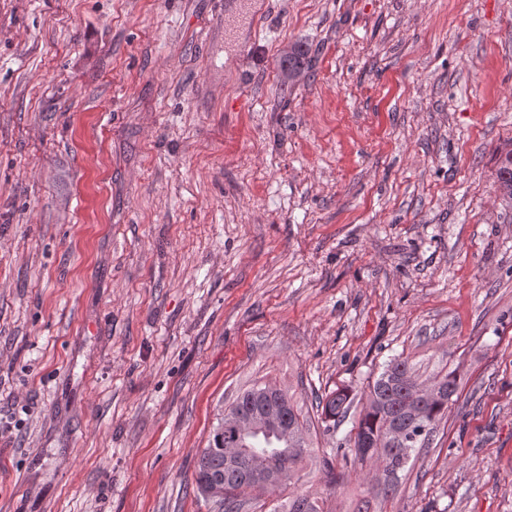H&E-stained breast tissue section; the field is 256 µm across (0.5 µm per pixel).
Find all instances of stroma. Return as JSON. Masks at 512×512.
I'll return each instance as SVG.
<instances>
[{
    "mask_svg": "<svg viewBox=\"0 0 512 512\" xmlns=\"http://www.w3.org/2000/svg\"><path fill=\"white\" fill-rule=\"evenodd\" d=\"M510 145L512 0H0V512H213L257 382L323 512H512ZM397 357L459 390L384 502ZM265 388L274 396L260 399L256 390ZM242 413L246 418L260 410L274 414L277 428L256 432H244L240 425L225 419L226 411ZM287 395L267 384L255 383L238 394L234 402L224 409L209 435L208 445L200 449L195 468V485L198 495L214 502L218 511L241 512L248 501L246 495L255 490L278 488L293 479L296 468L303 461L309 446V429ZM219 434V431L222 430ZM245 433V434H244ZM247 438L251 452L244 459L227 462L224 448H234L236 459L240 457L242 439ZM220 438V439H219ZM278 461L285 472V480L269 487L257 484L254 476L258 461ZM224 489L223 495H208L209 488ZM353 403V397L347 390H339L327 396L325 400H319L318 407H321V415L326 420L339 421L345 418L350 406Z\"/></svg>",
    "mask_w": 512,
    "mask_h": 512,
    "instance_id": "stroma-1",
    "label": "stroma"
}]
</instances>
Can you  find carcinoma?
I'll use <instances>...</instances> for the list:
<instances>
[{"mask_svg": "<svg viewBox=\"0 0 512 512\" xmlns=\"http://www.w3.org/2000/svg\"><path fill=\"white\" fill-rule=\"evenodd\" d=\"M501 156L497 186L502 193L512 196V150L502 152ZM457 391V377L452 372L429 384L419 383L408 360L391 361L370 388L355 434L357 439H374L376 447L370 454L357 455L355 459L363 464L381 463L387 476L398 474L409 464L412 452L429 443ZM352 403L351 393L339 390L320 400L318 405L324 419L338 421L346 416ZM228 410H236L245 417L266 410L274 414L277 423V428L272 430L246 433L222 414L209 435L208 445L198 452L195 468L198 495L214 502L219 512H241L248 493L267 490L255 480L254 470L259 461L279 462L285 481L291 482L308 451L309 429L287 395L267 384L255 383L245 389ZM244 438L251 452L240 461H227L224 449L240 447ZM281 508L284 512H323L319 501L307 494L288 496V502Z\"/></svg>", "mask_w": 512, "mask_h": 512, "instance_id": "carcinoma-1", "label": "carcinoma"}]
</instances>
